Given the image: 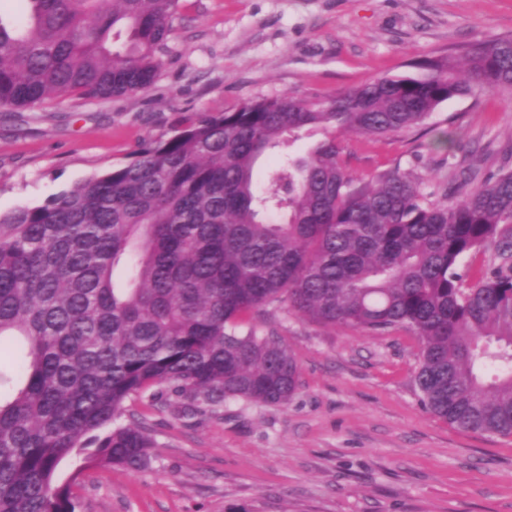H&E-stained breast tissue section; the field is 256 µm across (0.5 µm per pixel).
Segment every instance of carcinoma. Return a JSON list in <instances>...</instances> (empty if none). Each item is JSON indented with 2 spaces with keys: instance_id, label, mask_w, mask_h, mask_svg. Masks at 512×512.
Segmentation results:
<instances>
[{
  "instance_id": "cac0c4a2",
  "label": "carcinoma",
  "mask_w": 512,
  "mask_h": 512,
  "mask_svg": "<svg viewBox=\"0 0 512 512\" xmlns=\"http://www.w3.org/2000/svg\"><path fill=\"white\" fill-rule=\"evenodd\" d=\"M0 19V107L100 101L154 83L181 0H21ZM331 97L283 94L199 116L130 163L41 206L0 213V346L21 385L0 398V512H76L58 464L139 471L147 427L114 425L166 384L183 407L283 406L300 367L252 320L279 304L312 321L421 344L424 405L466 431L512 435V170L461 172L446 200L398 168L364 180L339 133L385 137L476 90L512 92V36ZM303 130L322 138L290 152ZM276 167L259 182L265 154ZM494 253L469 281L463 268Z\"/></svg>"
}]
</instances>
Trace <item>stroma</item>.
<instances>
[{
	"label": "stroma",
	"mask_w": 512,
	"mask_h": 512,
	"mask_svg": "<svg viewBox=\"0 0 512 512\" xmlns=\"http://www.w3.org/2000/svg\"><path fill=\"white\" fill-rule=\"evenodd\" d=\"M507 35L512 0H185L148 91L0 111V212L127 164L187 120L285 93L331 96ZM343 143L367 179L397 167L448 185L476 159L510 170L512 94L476 91L440 105L427 128ZM257 322L299 362L288 404L185 416L166 385L127 400L124 420L154 439L150 466L63 462L76 512H512V436L466 432L427 409L410 332L372 335L273 307Z\"/></svg>",
	"instance_id": "1"
}]
</instances>
